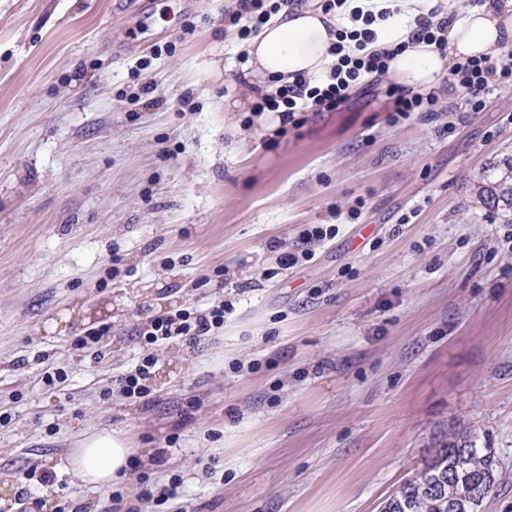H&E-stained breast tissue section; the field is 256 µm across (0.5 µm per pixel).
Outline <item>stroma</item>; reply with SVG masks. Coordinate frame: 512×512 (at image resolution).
Listing matches in <instances>:
<instances>
[{"mask_svg":"<svg viewBox=\"0 0 512 512\" xmlns=\"http://www.w3.org/2000/svg\"><path fill=\"white\" fill-rule=\"evenodd\" d=\"M224 3L0 0V508L379 512L467 427L512 512V224L476 199L512 86L399 121L381 86L262 136ZM219 300L201 344L141 334ZM101 429L134 446L109 488L67 468ZM153 366L151 359H145L134 371L121 376L119 384L122 385V389L125 393L136 396L137 398L148 397L150 395V387L147 383L151 377L150 369Z\"/></svg>","mask_w":512,"mask_h":512,"instance_id":"obj_1","label":"stroma"}]
</instances>
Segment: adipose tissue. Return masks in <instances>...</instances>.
Segmentation results:
<instances>
[{
  "label": "adipose tissue",
  "mask_w": 512,
  "mask_h": 512,
  "mask_svg": "<svg viewBox=\"0 0 512 512\" xmlns=\"http://www.w3.org/2000/svg\"><path fill=\"white\" fill-rule=\"evenodd\" d=\"M384 0H348L342 17L297 7L282 10L249 39L246 53L257 66L263 90L291 81L302 73L314 84L327 82L338 57L334 52L339 25L354 27L355 11L375 13L376 37L365 50L389 53V73L398 83L412 87L432 85L458 62L469 58L496 56L512 47V14L502 10L498 0L455 13L452 0H399L400 14L381 20L378 13ZM440 9L450 17L448 48L439 52L433 45L413 43V16ZM132 453L130 441L118 430L88 434L70 454V468L82 482L98 487L111 484L123 473Z\"/></svg>",
  "instance_id": "obj_1"
}]
</instances>
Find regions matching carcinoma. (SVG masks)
Masks as SVG:
<instances>
[{
  "instance_id": "cac0c4a2",
  "label": "carcinoma",
  "mask_w": 512,
  "mask_h": 512,
  "mask_svg": "<svg viewBox=\"0 0 512 512\" xmlns=\"http://www.w3.org/2000/svg\"><path fill=\"white\" fill-rule=\"evenodd\" d=\"M512 156L488 164L479 173V203L501 214L512 224ZM499 480L493 449L479 447L472 431H457L432 450L414 478L403 483L386 501L389 512H399L398 502L417 501V512H448V498L454 495L485 498Z\"/></svg>"
}]
</instances>
